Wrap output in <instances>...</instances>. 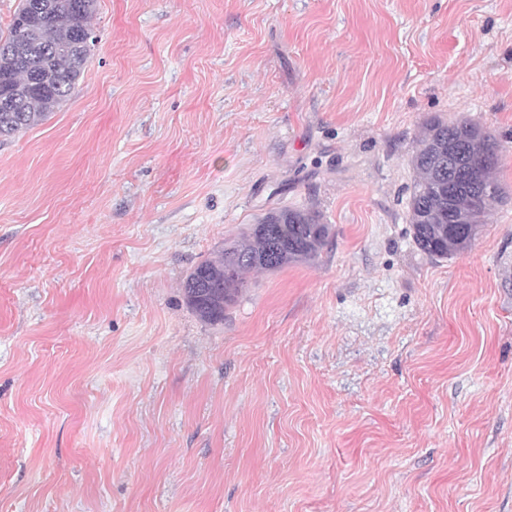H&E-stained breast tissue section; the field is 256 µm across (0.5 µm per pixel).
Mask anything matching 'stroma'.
<instances>
[{
    "label": "stroma",
    "instance_id": "obj_1",
    "mask_svg": "<svg viewBox=\"0 0 512 512\" xmlns=\"http://www.w3.org/2000/svg\"><path fill=\"white\" fill-rule=\"evenodd\" d=\"M75 93L0 139V512H512V0H98ZM500 144L420 253L426 122ZM317 258L222 323L180 284L266 211ZM499 143L491 132L466 121L433 120L414 140L407 214L413 242L426 256L451 259L472 247L493 203ZM449 153V154H448ZM448 183L453 198L448 202ZM476 210L475 224L461 209ZM456 223V224H455Z\"/></svg>",
    "mask_w": 512,
    "mask_h": 512
}]
</instances>
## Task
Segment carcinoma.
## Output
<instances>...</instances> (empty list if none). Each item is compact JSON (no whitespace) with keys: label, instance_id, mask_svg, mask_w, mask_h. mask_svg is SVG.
<instances>
[{"label":"carcinoma","instance_id":"cac0c4a2","mask_svg":"<svg viewBox=\"0 0 512 512\" xmlns=\"http://www.w3.org/2000/svg\"><path fill=\"white\" fill-rule=\"evenodd\" d=\"M97 0H19L7 35L0 34V137H16L43 122L76 90L96 37ZM499 143L466 121L433 120L414 140L407 214L413 242L426 256L451 259L472 247L493 203ZM473 224H458L462 209ZM331 227L311 209L281 207L257 218L237 240L198 263L182 282L188 307L202 321L224 322L249 274L317 257Z\"/></svg>","mask_w":512,"mask_h":512}]
</instances>
